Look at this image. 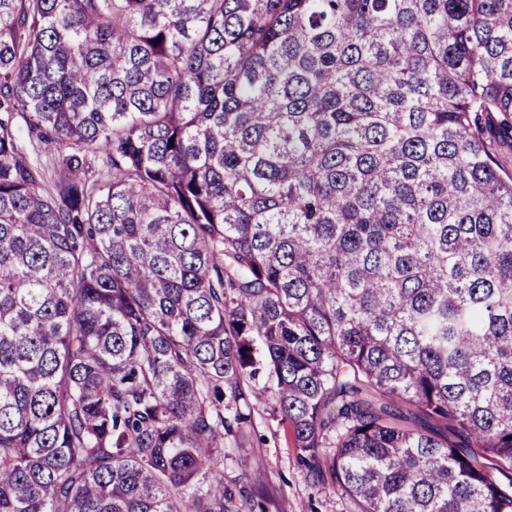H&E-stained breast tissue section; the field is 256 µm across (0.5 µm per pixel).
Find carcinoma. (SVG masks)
I'll return each instance as SVG.
<instances>
[{"instance_id":"cac0c4a2","label":"carcinoma","mask_w":512,"mask_h":512,"mask_svg":"<svg viewBox=\"0 0 512 512\" xmlns=\"http://www.w3.org/2000/svg\"><path fill=\"white\" fill-rule=\"evenodd\" d=\"M505 150L512 0H0V512H512ZM254 429L248 434L244 448L224 449L233 461L224 459L226 473L241 472L240 463L259 464L265 472L264 485L276 501V512H350L347 497L329 489L312 485L298 464L291 441L286 440L283 426L262 406L254 414ZM239 463V465H237Z\"/></svg>"}]
</instances>
